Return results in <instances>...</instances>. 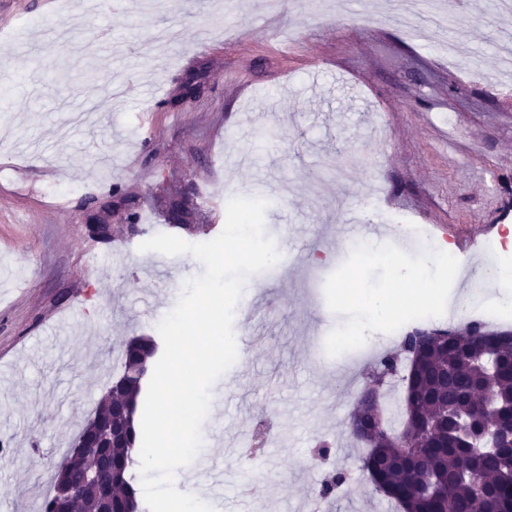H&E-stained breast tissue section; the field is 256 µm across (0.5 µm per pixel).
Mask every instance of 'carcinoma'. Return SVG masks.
I'll use <instances>...</instances> for the list:
<instances>
[{
    "label": "carcinoma",
    "mask_w": 512,
    "mask_h": 512,
    "mask_svg": "<svg viewBox=\"0 0 512 512\" xmlns=\"http://www.w3.org/2000/svg\"><path fill=\"white\" fill-rule=\"evenodd\" d=\"M475 326L443 337H404L409 358L398 403L401 421L382 419L365 444L362 468L376 489L403 512H512V446L485 440L487 422L512 428V349H493ZM157 343L148 336L123 345L110 397L78 436L99 443L81 455L68 451L56 465L40 512H54L55 493H72L71 512H145L137 499L139 398L150 378ZM110 490L101 496L100 484Z\"/></svg>",
    "instance_id": "1"
}]
</instances>
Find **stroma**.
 I'll return each instance as SVG.
<instances>
[{
	"label": "stroma",
	"mask_w": 512,
	"mask_h": 512,
	"mask_svg": "<svg viewBox=\"0 0 512 512\" xmlns=\"http://www.w3.org/2000/svg\"><path fill=\"white\" fill-rule=\"evenodd\" d=\"M0 0V502L31 512L56 461L106 392L130 337L157 336L192 255L140 251L158 233L222 231L228 200L265 198L280 260L248 277L233 330L245 353L218 380L203 450L175 474L204 477L213 512H396L361 467L349 416L368 368L447 317L321 350L339 315L324 295L344 262L337 225L389 212L490 264L512 225V82L497 76L512 15L488 0H433L472 55L449 64L402 0ZM112 29L116 40L99 37ZM200 93L183 98L186 84ZM64 183L69 193L59 194ZM191 196L192 229H170ZM210 203H203V196ZM141 214L125 226L118 198ZM113 227L93 237L92 220ZM322 234L325 246L312 244ZM329 439L324 467L311 466ZM345 475L320 502L324 478Z\"/></svg>",
	"instance_id": "stroma-1"
}]
</instances>
